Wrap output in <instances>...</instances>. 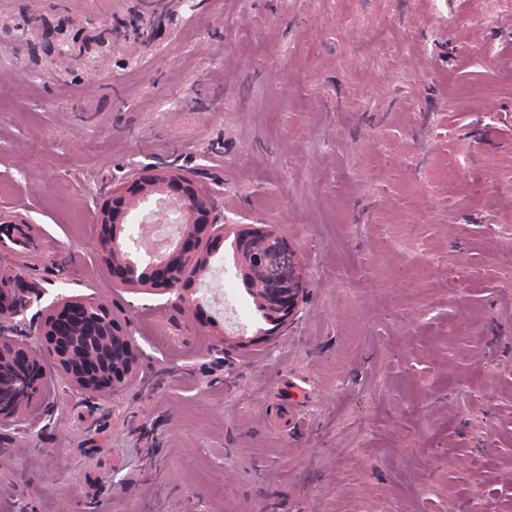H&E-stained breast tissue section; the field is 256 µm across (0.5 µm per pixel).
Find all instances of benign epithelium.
I'll return each mask as SVG.
<instances>
[{
  "label": "benign epithelium",
  "instance_id": "obj_1",
  "mask_svg": "<svg viewBox=\"0 0 512 512\" xmlns=\"http://www.w3.org/2000/svg\"><path fill=\"white\" fill-rule=\"evenodd\" d=\"M75 37L60 34L50 56L59 62L74 51ZM156 203L150 216H175L179 230L162 255L121 235L122 224L140 206ZM101 227L99 259L112 282L124 288H146L175 297V305L194 320H205L196 302L199 274L224 245L232 247L237 274L256 309L272 328L265 339L295 320L306 298L304 260L274 224H226L216 213L213 194L189 170L173 164H141L112 184L96 202ZM32 304L31 289L15 274L0 275V390L13 386L14 374L28 377L25 395L0 398V427L16 421L38 394L43 378L40 358L53 357L58 376L70 388L93 398L114 396L134 379L139 350L127 327L106 305L92 297H62L37 314L41 347L37 350L9 336L4 323Z\"/></svg>",
  "mask_w": 512,
  "mask_h": 512
}]
</instances>
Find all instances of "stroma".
Masks as SVG:
<instances>
[{"label": "stroma", "instance_id": "obj_1", "mask_svg": "<svg viewBox=\"0 0 512 512\" xmlns=\"http://www.w3.org/2000/svg\"><path fill=\"white\" fill-rule=\"evenodd\" d=\"M147 163L303 255L264 351L231 250L203 324L101 275L94 198ZM0 183V269L96 296L141 367L89 401L44 360L0 512H512V0H0Z\"/></svg>", "mask_w": 512, "mask_h": 512}]
</instances>
